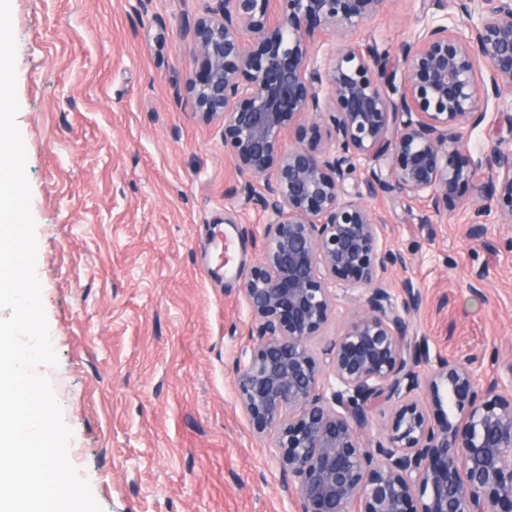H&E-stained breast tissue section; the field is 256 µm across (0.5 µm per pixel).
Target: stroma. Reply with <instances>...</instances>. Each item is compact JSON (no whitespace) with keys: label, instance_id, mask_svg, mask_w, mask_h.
I'll return each instance as SVG.
<instances>
[{"label":"stroma","instance_id":"stroma-1","mask_svg":"<svg viewBox=\"0 0 512 512\" xmlns=\"http://www.w3.org/2000/svg\"><path fill=\"white\" fill-rule=\"evenodd\" d=\"M16 124L26 152L36 275L57 362L38 366L72 436L67 457L102 512H297L270 434L237 399L235 370L252 352L242 285L269 217L236 195L244 179L224 152L222 122L195 112L191 30L203 0H10ZM433 12L389 0L355 36L390 55ZM512 90L488 101L463 156L506 131ZM346 181L403 264L381 272L390 301L404 283L420 301L409 336L430 357L504 375L512 364V223L495 211L471 233L482 200L462 189L432 223L422 202ZM231 237L229 257L209 250ZM326 348L361 314L364 291L336 282Z\"/></svg>","mask_w":512,"mask_h":512}]
</instances>
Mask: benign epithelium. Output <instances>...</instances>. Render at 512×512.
Here are the masks:
<instances>
[{
	"instance_id": "benign-epithelium-1",
	"label": "benign epithelium",
	"mask_w": 512,
	"mask_h": 512,
	"mask_svg": "<svg viewBox=\"0 0 512 512\" xmlns=\"http://www.w3.org/2000/svg\"><path fill=\"white\" fill-rule=\"evenodd\" d=\"M193 26L195 110L224 123V152L246 177V201L269 213L262 252L242 291L255 324L237 397L272 448L299 512H512V392L502 380L438 358L407 340L418 293L393 305L377 273L403 263L379 245L377 221L344 188L363 165L382 189L427 203L423 222L462 187L512 223V146L476 163L461 154L490 97L512 88V0H452L461 26L430 24L400 48L393 98L389 58L348 42L389 0H205ZM338 40L318 41L325 30ZM488 66L487 79L477 62ZM328 93L332 129L284 142L293 117H317ZM386 162L388 178L373 164ZM485 168L487 181L473 180ZM367 286L365 312L326 350L325 380L312 339L328 321L331 280ZM442 413L431 419L417 391ZM399 403L387 442L362 429L376 406Z\"/></svg>"
}]
</instances>
